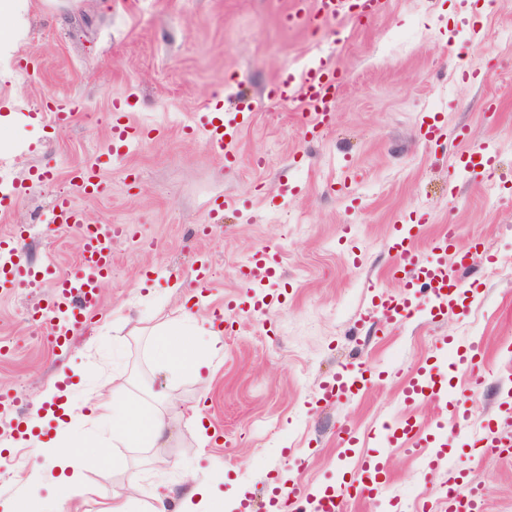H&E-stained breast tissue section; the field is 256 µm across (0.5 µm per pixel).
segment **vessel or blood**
Masks as SVG:
<instances>
[{
  "mask_svg": "<svg viewBox=\"0 0 512 512\" xmlns=\"http://www.w3.org/2000/svg\"><path fill=\"white\" fill-rule=\"evenodd\" d=\"M387 8V0H309L306 7L297 8L288 15L292 24L303 26L315 24L326 26L339 18L369 19ZM343 75L323 57H314L301 70H286L281 74L264 99L241 100L233 115L218 111H203L197 114L188 134H202L207 145L214 151L224 152L226 161H233V153L226 147L242 126L248 123L261 103L272 105H297L306 136L320 134L331 122L335 109L336 94L342 84ZM149 131L120 116L112 126V140L127 144L148 137ZM70 176L81 195L100 193L102 179L98 169L80 167L71 170ZM55 224L74 226L79 231V258L76 268L65 275L56 274L51 265H44L41 273H33L24 263L14 262L0 266V284L32 283L36 276H43L51 283L52 295L45 305L33 312L36 322L42 323L53 338L54 350L69 349L75 334L85 328L92 314L102 306L99 284L112 274V242L130 236L128 226L104 224L82 207L74 198H59L53 214ZM420 227L403 224L396 227L388 241L395 262L390 270L393 279L400 282L403 291L392 295L383 286L373 288L375 309L364 312V319H375L379 332H391L408 317L420 312L430 318L447 315L454 308L467 309L466 280L451 275L447 256H454L457 268L468 267L474 253L479 252V241L460 243L455 233L440 235L433 243V259H423L416 247ZM280 275V260L277 252L269 249L257 250L245 263L240 278L241 290L224 301L228 310L267 313L271 307L265 293L266 288ZM429 287L428 299H420V287ZM373 379L370 369L361 364H351L321 386L324 399L336 396L357 397ZM404 390L407 399H437L441 396L438 381L433 374L409 377ZM285 497L293 502L296 512H342L343 492L339 489H324L305 484L286 488ZM489 495L480 486H449L445 496L437 501V512H482Z\"/></svg>",
  "mask_w": 512,
  "mask_h": 512,
  "instance_id": "obj_1",
  "label": "vessel or blood"
}]
</instances>
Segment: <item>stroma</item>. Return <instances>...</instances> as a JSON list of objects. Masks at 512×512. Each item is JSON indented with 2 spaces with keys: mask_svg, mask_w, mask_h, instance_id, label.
Returning <instances> with one entry per match:
<instances>
[{
  "mask_svg": "<svg viewBox=\"0 0 512 512\" xmlns=\"http://www.w3.org/2000/svg\"><path fill=\"white\" fill-rule=\"evenodd\" d=\"M292 0H33L31 31L0 81L40 114L0 135V237L22 234L21 258L57 271L77 263L78 231L51 228L57 199L73 193L68 173L98 167L104 191L79 197L102 221L129 225L134 239L112 245L104 308L77 332L65 353L53 350L30 311L48 284L0 287V390L20 392L21 408L0 409V438L30 418L58 371L86 365L74 383V429L59 449L83 448L80 512H98L112 497L147 512L157 484L172 507L194 483L227 505L266 512L270 490L298 478L339 485L344 470L340 424L356 430L355 450L384 461L385 489L345 497L344 512H417L436 503L443 484L489 489L487 512H512V454L482 452L488 435L512 434V0H388L368 22H335L333 30L291 28ZM332 45L345 73L335 115L320 138L304 140L295 107L254 112L231 149L234 164L202 136L185 134L195 113L229 105L237 93H266L286 69ZM131 102L132 120L150 139L112 154L114 102ZM74 117L57 128L48 105ZM437 117L440 137L423 129ZM477 144L497 161L495 179L461 174ZM50 180L31 182L37 169ZM220 209L222 220L210 214ZM427 222L417 241L423 258L447 229L480 240L468 274L469 309L444 318L415 317L388 335L358 323L371 285L398 291L387 275L392 227ZM211 224L207 236L197 234ZM277 251L279 277L267 289V315L227 313L211 367L201 373L164 365L146 328L192 329L239 292V269L259 249ZM478 348L487 367L473 384L458 361ZM365 363L377 377L356 398L320 399L322 382L344 364ZM436 368L456 410L420 398L406 401V379ZM124 385L132 406H158L171 421L163 447L116 448L96 435L83 401ZM197 407L214 430L197 450L189 421ZM413 422L406 446H390L389 426ZM443 457L437 471L429 453ZM0 464V503L24 498L37 447L11 449Z\"/></svg>",
  "mask_w": 512,
  "mask_h": 512,
  "instance_id": "stroma-1",
  "label": "stroma"
}]
</instances>
